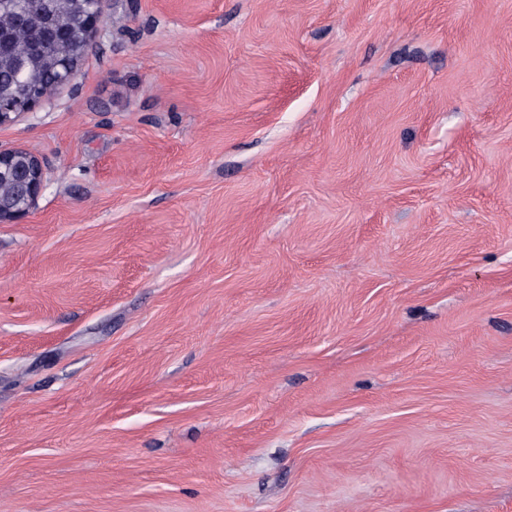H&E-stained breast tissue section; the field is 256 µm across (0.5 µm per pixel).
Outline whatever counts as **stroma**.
Instances as JSON below:
<instances>
[{
    "instance_id": "35a3bbf8",
    "label": "stroma",
    "mask_w": 512,
    "mask_h": 512,
    "mask_svg": "<svg viewBox=\"0 0 512 512\" xmlns=\"http://www.w3.org/2000/svg\"><path fill=\"white\" fill-rule=\"evenodd\" d=\"M0 126V512H512V0H106ZM23 159V161H19ZM17 164H25V196L24 207L0 205V222H13L30 213L44 188L45 169L43 161L26 149L0 150V176L10 172Z\"/></svg>"
}]
</instances>
